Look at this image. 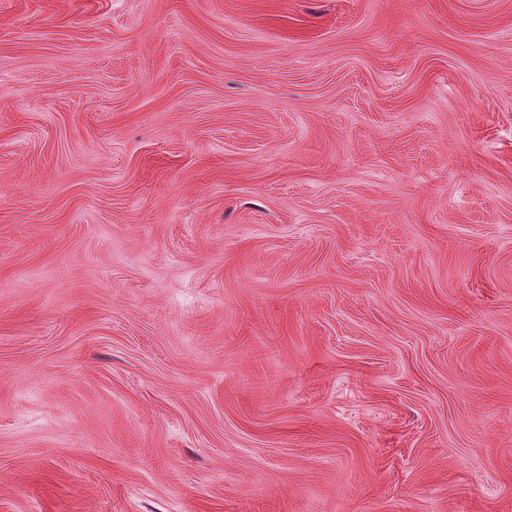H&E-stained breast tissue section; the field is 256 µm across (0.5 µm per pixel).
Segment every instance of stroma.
<instances>
[{"label": "stroma", "instance_id": "stroma-1", "mask_svg": "<svg viewBox=\"0 0 512 512\" xmlns=\"http://www.w3.org/2000/svg\"><path fill=\"white\" fill-rule=\"evenodd\" d=\"M0 512H512V0H0Z\"/></svg>", "mask_w": 512, "mask_h": 512}]
</instances>
